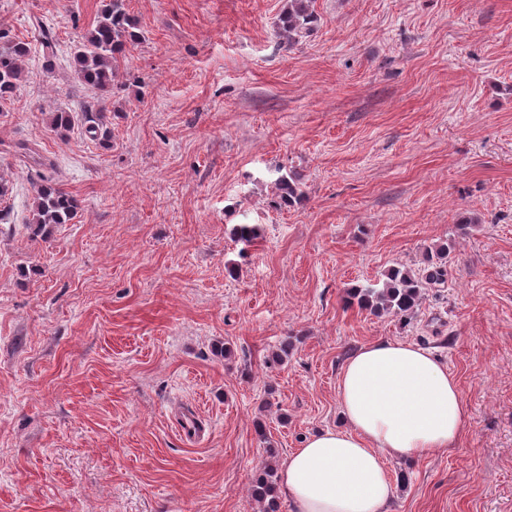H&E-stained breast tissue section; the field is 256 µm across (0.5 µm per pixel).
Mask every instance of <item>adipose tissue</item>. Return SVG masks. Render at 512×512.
Returning <instances> with one entry per match:
<instances>
[{
  "label": "adipose tissue",
  "mask_w": 512,
  "mask_h": 512,
  "mask_svg": "<svg viewBox=\"0 0 512 512\" xmlns=\"http://www.w3.org/2000/svg\"><path fill=\"white\" fill-rule=\"evenodd\" d=\"M340 429L308 438L280 472L293 512H388L387 460H418L460 441L466 405L430 352L400 341L359 347L338 381Z\"/></svg>",
  "instance_id": "adipose-tissue-1"
}]
</instances>
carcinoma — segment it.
<instances>
[{
    "label": "carcinoma",
    "instance_id": "cac0c4a2",
    "mask_svg": "<svg viewBox=\"0 0 512 512\" xmlns=\"http://www.w3.org/2000/svg\"><path fill=\"white\" fill-rule=\"evenodd\" d=\"M312 0H288V8L279 18L281 36L288 46L295 45L302 34L311 30L318 21ZM142 40L137 23L130 14L127 0H104L97 21L81 37L74 48L75 73L84 85L97 91H108L124 78L121 63L126 59L128 47ZM29 54L27 43L0 28V112L6 111L16 90L29 77L24 68ZM85 132L94 140L108 143L112 139V122L105 109L88 107L82 113ZM51 130L60 137L73 126V116L66 111L53 113ZM276 196L280 203L292 205L303 197L296 180L282 174L275 180ZM79 208L78 200L54 178H43L32 204L29 225L41 232L56 224H67ZM233 236L250 244L258 236V228L251 224H237ZM450 245H442L427 257L424 267L412 270L392 268L373 283L363 284L347 291L348 301L374 315L383 312L408 317L415 314L423 290L443 285L448 277ZM276 471L269 469L258 478L251 494L262 505L263 512H278Z\"/></svg>",
    "mask_w": 512,
    "mask_h": 512
}]
</instances>
